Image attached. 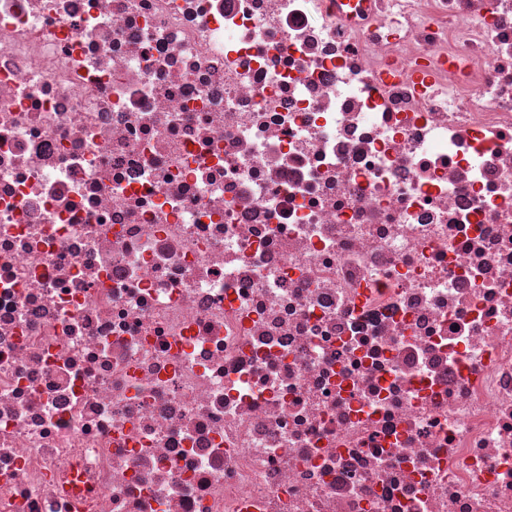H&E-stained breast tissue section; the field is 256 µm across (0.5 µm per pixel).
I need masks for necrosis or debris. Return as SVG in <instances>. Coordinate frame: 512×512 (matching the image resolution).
<instances>
[{
  "instance_id": "obj_1",
  "label": "necrosis or debris",
  "mask_w": 512,
  "mask_h": 512,
  "mask_svg": "<svg viewBox=\"0 0 512 512\" xmlns=\"http://www.w3.org/2000/svg\"><path fill=\"white\" fill-rule=\"evenodd\" d=\"M0 512H512V0H0Z\"/></svg>"
}]
</instances>
